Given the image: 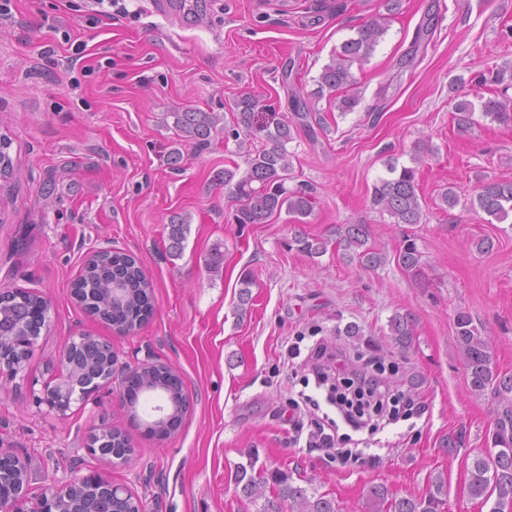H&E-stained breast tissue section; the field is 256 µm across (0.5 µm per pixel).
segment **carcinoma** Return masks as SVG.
Returning a JSON list of instances; mask_svg holds the SVG:
<instances>
[{
	"label": "carcinoma",
	"mask_w": 512,
	"mask_h": 512,
	"mask_svg": "<svg viewBox=\"0 0 512 512\" xmlns=\"http://www.w3.org/2000/svg\"><path fill=\"white\" fill-rule=\"evenodd\" d=\"M386 31V18L376 16L366 22L357 32V37L346 40L340 46L335 58L325 65L318 76L320 90L330 93L341 92L356 84L351 71L355 63L367 59L375 50ZM294 120H256V112L267 109L260 99L251 95L234 103V121L221 125L224 117L215 112H169L173 127L182 141L189 144L208 145L214 136L224 133V139H234L243 150L248 165L245 175L236 178V172L224 169V188L239 201L241 207L235 214L240 227L249 224H264L272 215L283 210L292 215L297 223L313 210L311 192L304 189L290 190L286 186L292 168L291 154L287 144L293 139L292 129L296 125L312 128L313 111L297 93L291 94ZM454 120L465 130L472 123V109L466 95L458 93L454 107ZM484 116L500 123L512 121V100L489 97L482 102ZM11 142L0 135V181L7 182L14 174V163L9 154ZM429 149L418 147V156L413 165L397 167L388 165L390 177L382 178L374 185L372 203L380 211L389 214L397 224H418L422 210L419 202V154ZM472 206L498 221L512 214V181L486 180L476 191ZM189 233L188 221L174 216L169 222L168 254L179 257L185 249ZM336 248L344 251L365 269H376L387 261L386 253L368 245V230L364 224H338L334 230ZM294 244L297 250L318 256L326 252L327 242L310 238L301 230H294ZM398 266L408 275L420 279L425 276V264L418 249L416 238L406 236L396 253ZM112 273V280L126 288L125 299L112 307V321L134 326L152 310V287L137 263L125 254L100 253L84 267L79 288L101 287L102 275ZM254 281L250 273L242 274L238 295L239 315L247 313ZM42 304V297L31 292L7 293L0 297V307L5 310H27ZM413 318L409 314H395L389 320V336L392 344L405 353L413 340ZM457 347L466 369L469 387L477 395L490 392L493 398L504 401V411H511L507 404L512 394V376L502 375L494 367L493 353L481 331L474 325L470 313L460 309L454 318ZM30 350L20 346L5 349L7 363L14 367V373L24 369ZM498 451L489 457L475 460L470 493L474 497L496 496L492 512H498L499 505H512V431L505 429L495 433ZM247 462L238 466L235 474L236 485L241 487L244 497L257 501L264 500L259 512H343L336 500L317 490L293 485L292 476L281 469L257 466V459L246 454ZM368 512H448V485L438 475L432 481L429 491L419 497H393L382 485L371 488Z\"/></svg>",
	"instance_id": "1"
}]
</instances>
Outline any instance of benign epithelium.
I'll use <instances>...</instances> for the list:
<instances>
[{"mask_svg": "<svg viewBox=\"0 0 512 512\" xmlns=\"http://www.w3.org/2000/svg\"><path fill=\"white\" fill-rule=\"evenodd\" d=\"M99 292L107 304L98 317L107 321L112 315V299L123 294L119 284L101 288ZM74 355V343H69L54 364L55 375L46 382L40 392H31L32 402L62 417L75 405L83 404L94 391L112 384V377H102L95 371L94 360L86 368L78 370ZM157 366L145 360L126 369L123 388L133 387L147 391L142 384L146 370ZM171 389L180 392L186 411L192 410L193 401L185 390L181 375L166 368ZM0 512H144L142 502L126 488L112 481L100 471H92L81 479L65 482L40 494L28 493V468L24 460L7 448H0Z\"/></svg>", "mask_w": 512, "mask_h": 512, "instance_id": "obj_1", "label": "benign epithelium"}]
</instances>
